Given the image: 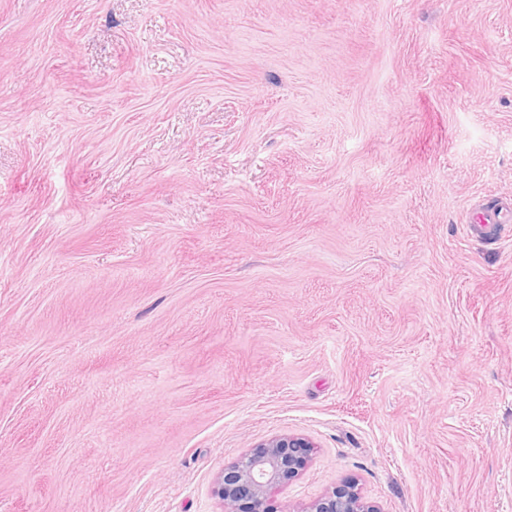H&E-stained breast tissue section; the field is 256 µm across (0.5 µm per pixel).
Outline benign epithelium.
Instances as JSON below:
<instances>
[{"label": "benign epithelium", "mask_w": 512, "mask_h": 512, "mask_svg": "<svg viewBox=\"0 0 512 512\" xmlns=\"http://www.w3.org/2000/svg\"><path fill=\"white\" fill-rule=\"evenodd\" d=\"M315 444L300 435L275 436L257 444L218 477L214 493L224 512H277L274 492L295 479ZM299 512H381L347 482L311 502Z\"/></svg>", "instance_id": "7a95c632"}]
</instances>
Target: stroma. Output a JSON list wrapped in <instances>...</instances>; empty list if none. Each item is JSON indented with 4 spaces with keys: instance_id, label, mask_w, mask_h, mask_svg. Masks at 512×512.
<instances>
[{
    "instance_id": "obj_1",
    "label": "stroma",
    "mask_w": 512,
    "mask_h": 512,
    "mask_svg": "<svg viewBox=\"0 0 512 512\" xmlns=\"http://www.w3.org/2000/svg\"><path fill=\"white\" fill-rule=\"evenodd\" d=\"M512 0H0V512H512ZM512 220V207L510 205L505 208L502 206L487 207L478 212L473 223L469 225L472 234L478 236H486L496 224H505ZM316 445L300 435L275 436L257 444L218 477L214 493L225 512H278L274 492L295 479ZM297 512H381L361 495L354 482L335 487L331 492Z\"/></svg>"
}]
</instances>
